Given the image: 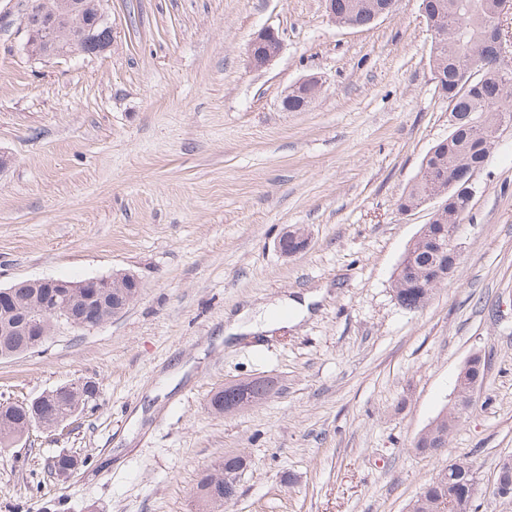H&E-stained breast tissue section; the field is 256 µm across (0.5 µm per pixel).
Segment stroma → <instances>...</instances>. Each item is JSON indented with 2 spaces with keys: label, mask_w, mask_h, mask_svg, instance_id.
Returning a JSON list of instances; mask_svg holds the SVG:
<instances>
[{
  "label": "stroma",
  "mask_w": 512,
  "mask_h": 512,
  "mask_svg": "<svg viewBox=\"0 0 512 512\" xmlns=\"http://www.w3.org/2000/svg\"><path fill=\"white\" fill-rule=\"evenodd\" d=\"M28 0H0V287L115 272L137 301L91 330L0 358V404L83 379L95 401L67 431L0 450V512H198L200 475L246 456L224 512H409L449 461L478 476L475 512H512L492 485L512 456V125L475 176L462 263L417 311L392 274L433 203L400 197L448 136L421 0L367 27L324 0H109L97 57L34 60ZM269 27L283 49L253 68ZM320 95L282 99L309 76ZM306 248L281 254L286 227ZM317 294L309 315L224 338L228 315ZM470 408L436 457L414 449L472 354ZM276 392L214 413L229 382ZM71 480L49 474L60 453ZM282 41L274 29L264 28L251 40L247 48L250 64L257 69L264 68L279 56ZM308 82L316 83L317 88L319 89V92H321L322 89V82L318 77L311 76L308 78L303 79L302 81L295 84L292 88L287 91L284 99L288 102V105H285L284 102H282V106L285 110H288L290 112H297L305 109V107L312 102L319 94L318 93H312L311 89L304 88L301 90V92L296 96H288L292 95L295 91L301 89L305 85H307Z\"/></svg>",
  "instance_id": "1"
}]
</instances>
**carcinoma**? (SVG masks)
<instances>
[{
    "label": "carcinoma",
    "instance_id": "1",
    "mask_svg": "<svg viewBox=\"0 0 512 512\" xmlns=\"http://www.w3.org/2000/svg\"><path fill=\"white\" fill-rule=\"evenodd\" d=\"M336 16L347 19L357 27L373 23L377 8L387 0H335ZM493 7L492 0H422V11L427 22L444 30V37L432 41L429 65L437 90L448 99V112L455 122L449 126L448 146L438 148L424 156L420 177L401 196L400 201L420 206L436 191L445 190L448 209L439 213L429 230L414 240L405 268L393 274V291L398 303L408 310H419L428 303L433 289L426 287L428 268L436 263L448 264V252L440 246L448 237V226L461 223L470 213L468 186L461 180L450 183L452 174L460 169H479L487 161L492 143L488 141L492 129L503 113L512 115V93L502 95L503 80L512 83V65L500 64L495 54L484 44V21ZM317 97L311 89L288 98L284 109L297 112ZM139 297V291L124 281L112 282L94 299L93 305L100 316L112 314L115 307H126ZM48 300L45 288H24L13 306L0 310V357H12L30 351L47 340L45 336H30L10 325L12 311H34ZM99 387L93 381L68 384L65 391L51 401L45 410V420L81 412L94 401ZM272 383L255 379L248 393L233 387L223 395L213 397L210 407L218 414L236 411L247 404L258 405L271 397ZM470 401L453 402L450 409L421 436L415 448L422 454L436 455L448 442V436L458 425ZM28 427L26 415L12 404L0 406V447H6L24 434ZM246 458L240 454L224 457L222 469L206 471L196 486L215 498L219 508L237 497L241 472ZM477 473L464 459L448 464L438 472L413 501L410 512H464L462 500L474 501Z\"/></svg>",
    "mask_w": 512,
    "mask_h": 512
}]
</instances>
